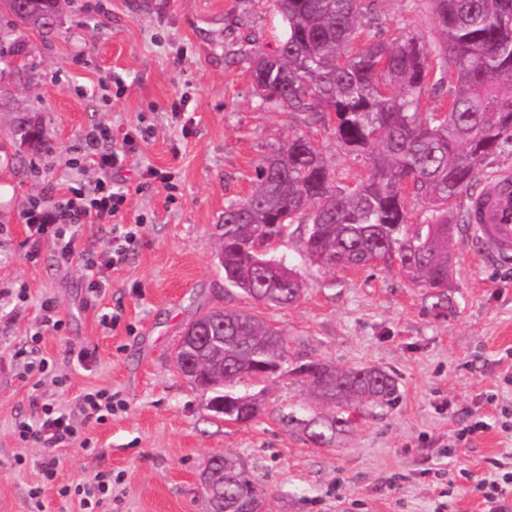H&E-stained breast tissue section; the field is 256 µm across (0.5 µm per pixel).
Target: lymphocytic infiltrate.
<instances>
[{"mask_svg":"<svg viewBox=\"0 0 512 512\" xmlns=\"http://www.w3.org/2000/svg\"><path fill=\"white\" fill-rule=\"evenodd\" d=\"M84 142L81 162L98 169L100 176L93 188L75 184L69 186L64 197L50 205L32 203L25 214L29 227L38 236L54 239L58 263L68 264L78 260L88 271V289L100 293L105 288L103 272L123 264L131 249L140 240L141 227L137 224H119L115 218L125 200L122 186L115 183L112 173L118 169L128 150L136 142L133 135H125L122 142H115L112 130L105 125H96L82 136ZM94 223L109 221L108 251L91 248L77 250L73 229L86 219ZM17 435L22 445H36L42 450L36 465L45 479L57 474L59 458L56 450L79 438L80 433L66 410L55 405L38 406L33 417L21 420Z\"/></svg>","mask_w":512,"mask_h":512,"instance_id":"f902f5d3","label":"lymphocytic infiltrate"}]
</instances>
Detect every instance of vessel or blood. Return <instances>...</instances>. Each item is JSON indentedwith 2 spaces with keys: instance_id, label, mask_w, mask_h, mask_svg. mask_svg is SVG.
Instances as JSON below:
<instances>
[{
  "instance_id": "obj_1",
  "label": "vessel or blood",
  "mask_w": 512,
  "mask_h": 512,
  "mask_svg": "<svg viewBox=\"0 0 512 512\" xmlns=\"http://www.w3.org/2000/svg\"><path fill=\"white\" fill-rule=\"evenodd\" d=\"M479 194L468 196L469 229L481 247L485 262L512 264V172L486 177Z\"/></svg>"
}]
</instances>
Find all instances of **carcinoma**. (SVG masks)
I'll return each instance as SVG.
<instances>
[{"label": "carcinoma", "instance_id": "1", "mask_svg": "<svg viewBox=\"0 0 512 512\" xmlns=\"http://www.w3.org/2000/svg\"><path fill=\"white\" fill-rule=\"evenodd\" d=\"M376 0H273L287 26L270 53L250 59L251 85L261 104L315 121L335 115L334 138L369 163V173L333 187L323 154L291 130L283 146L256 166L251 192L224 210V289L260 304L283 307L298 300L302 284L293 272L275 270L268 238L282 218L305 225L308 257L336 270L363 269L394 259L418 288L447 297L448 214L485 161L512 145V0H426L438 38L414 34L391 41L368 37L377 28ZM29 14L25 25L55 31L46 13L58 0H10ZM21 34L0 28V66H13ZM448 89V109L426 111L427 91ZM14 141L41 143L39 126L21 122ZM428 205L421 224L409 223L406 188ZM194 341L179 344L178 373L210 394L211 410L230 422L260 411L258 396L243 393V379L279 371L288 342L264 320L215 307L188 324ZM311 393L333 405L384 400L395 390L385 372L339 369L322 360L298 368ZM337 418L314 422L311 437L326 442L345 425ZM209 508L224 498L227 512H250L264 495L262 483L228 455L211 460L203 485Z\"/></svg>", "mask_w": 512, "mask_h": 512}]
</instances>
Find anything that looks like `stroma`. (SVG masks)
Returning <instances> with one entry per match:
<instances>
[{"instance_id": "obj_1", "label": "stroma", "mask_w": 512, "mask_h": 512, "mask_svg": "<svg viewBox=\"0 0 512 512\" xmlns=\"http://www.w3.org/2000/svg\"><path fill=\"white\" fill-rule=\"evenodd\" d=\"M380 37L437 33L428 12L404 0H378ZM285 23L270 0H64L51 36L23 28L22 72L0 75V303L17 309L0 329V512H30L38 490L44 512H81L64 486L111 476L98 512H207L201 475L220 453L243 458L265 489L267 512H483L478 490L492 459L512 457V431L499 409L512 408V266L479 262L475 242L455 234L456 258L446 300L409 284L395 261L361 270H330L305 256L302 228L271 244L303 284L290 307L258 304L225 291L216 254L224 210L250 193L255 168L289 128L309 135L335 178L349 185L367 173L364 160L339 148L333 114L315 124L260 106L246 57L272 52ZM36 118L47 149L14 143L12 131ZM115 140L133 134L113 179L126 193L121 221L143 227L126 262L108 270L98 296L86 290L80 262L57 264L52 239L34 238L24 214L50 203L74 182L97 174L72 165L92 126ZM171 174L173 187L144 178ZM21 287L25 300L6 296ZM52 300L62 330L40 327ZM242 310L278 326L288 362L255 383L258 416L239 424L209 411L208 396L180 376L172 350L183 328L216 307ZM116 322L103 323V316ZM40 331L49 369L22 379L14 353ZM88 353L85 364L77 357ZM311 359L339 367H373L394 380L380 403L347 412L330 442L311 439L306 420L334 410L311 397L297 368ZM124 403L84 433L96 452L59 448L60 465L45 480L40 448L21 447L16 422L34 403L75 407L89 391ZM489 428L461 443L459 429ZM460 444L458 458L448 456Z\"/></svg>"}]
</instances>
